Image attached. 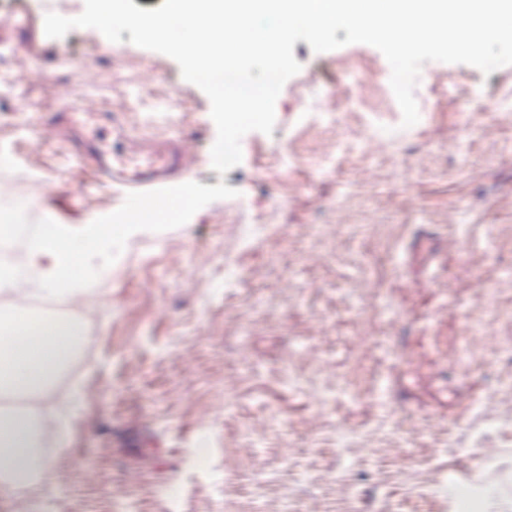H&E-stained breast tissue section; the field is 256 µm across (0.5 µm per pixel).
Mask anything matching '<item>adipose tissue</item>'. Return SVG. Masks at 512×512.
<instances>
[{
	"instance_id": "1",
	"label": "adipose tissue",
	"mask_w": 512,
	"mask_h": 512,
	"mask_svg": "<svg viewBox=\"0 0 512 512\" xmlns=\"http://www.w3.org/2000/svg\"><path fill=\"white\" fill-rule=\"evenodd\" d=\"M112 239L108 224H85L72 230L46 224L29 239L23 267H0V297L78 302L81 309L97 312L104 297L85 286L93 276L111 273L109 264H91L95 252ZM82 325L72 317L34 318L19 312L0 320V495L38 483L50 459L37 440L38 404L79 351L91 344ZM25 397L29 406H8L7 398Z\"/></svg>"
}]
</instances>
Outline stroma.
<instances>
[{
	"mask_svg": "<svg viewBox=\"0 0 512 512\" xmlns=\"http://www.w3.org/2000/svg\"><path fill=\"white\" fill-rule=\"evenodd\" d=\"M26 7L24 47L0 46V210L37 202L10 236L119 207L55 136L28 133L72 89L132 129L191 137L193 180L240 195L127 240L96 283L109 304L87 323L83 404L55 439L48 483L0 496V512H113L118 501L167 512L171 483L180 512H354L360 499L373 512H447L443 487L488 448L500 473L487 501L512 505V121L484 109L512 98V65L486 75L425 63L413 136L326 171L322 155L352 126L302 128L299 110L354 84L353 109L369 116V77L389 64L367 44L316 53L297 41L301 70L277 98L272 135L247 133L222 175L211 103L172 58L89 44L82 28L46 37L47 12L74 17L84 0ZM37 69L51 81L33 80ZM291 151L298 162L281 168ZM244 222L266 231L239 246L231 226ZM228 262L239 280L225 282ZM470 332L485 343L472 354Z\"/></svg>",
	"mask_w": 512,
	"mask_h": 512,
	"instance_id": "35a3bbf8",
	"label": "stroma"
}]
</instances>
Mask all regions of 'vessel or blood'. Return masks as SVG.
Returning <instances> with one entry per match:
<instances>
[{"label":"vessel or blood","mask_w":512,"mask_h":512,"mask_svg":"<svg viewBox=\"0 0 512 512\" xmlns=\"http://www.w3.org/2000/svg\"><path fill=\"white\" fill-rule=\"evenodd\" d=\"M45 125L67 132L69 157L91 170L96 186L123 195L184 183L196 161L186 139L128 130L119 115L88 109L79 92L68 94Z\"/></svg>","instance_id":"b4317fda"}]
</instances>
